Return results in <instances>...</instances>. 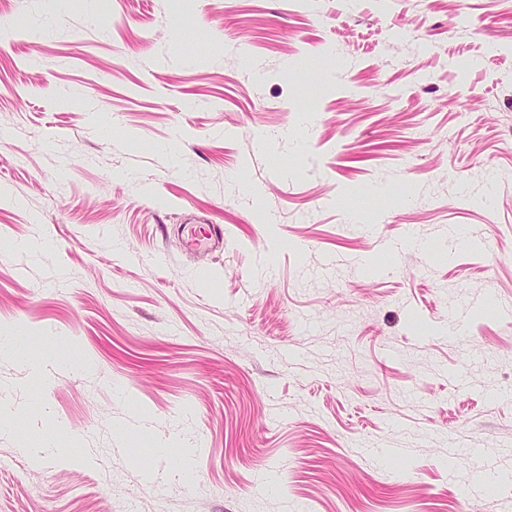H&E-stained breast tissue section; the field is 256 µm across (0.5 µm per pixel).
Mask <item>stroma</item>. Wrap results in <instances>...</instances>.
<instances>
[{
  "label": "stroma",
  "mask_w": 512,
  "mask_h": 512,
  "mask_svg": "<svg viewBox=\"0 0 512 512\" xmlns=\"http://www.w3.org/2000/svg\"><path fill=\"white\" fill-rule=\"evenodd\" d=\"M1 330L0 512H512V0H0ZM185 246L189 251L216 250L224 246V229L218 224L192 225L187 230ZM0 357L24 363L31 361L27 345L23 343L19 336L13 334H1Z\"/></svg>",
  "instance_id": "35a3bbf8"
}]
</instances>
